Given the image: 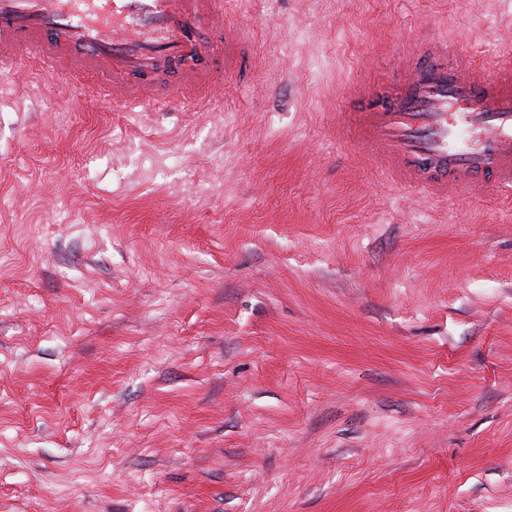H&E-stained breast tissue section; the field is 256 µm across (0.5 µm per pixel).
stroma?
I'll return each instance as SVG.
<instances>
[{
    "mask_svg": "<svg viewBox=\"0 0 512 512\" xmlns=\"http://www.w3.org/2000/svg\"><path fill=\"white\" fill-rule=\"evenodd\" d=\"M222 110L0 77V512H512V194L336 138L512 0H224Z\"/></svg>",
    "mask_w": 512,
    "mask_h": 512,
    "instance_id": "1",
    "label": "stroma"
}]
</instances>
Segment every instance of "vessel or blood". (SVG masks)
Wrapping results in <instances>:
<instances>
[{"label": "vessel or blood", "mask_w": 512, "mask_h": 512, "mask_svg": "<svg viewBox=\"0 0 512 512\" xmlns=\"http://www.w3.org/2000/svg\"><path fill=\"white\" fill-rule=\"evenodd\" d=\"M23 51L57 85L106 95L116 112L212 109L225 72L251 58L224 19V0H0V72ZM347 96L357 109L337 138L355 132L395 183L435 200L481 190L488 178L512 190L511 57L483 64L432 36L384 98L357 79Z\"/></svg>", "instance_id": "1"}]
</instances>
